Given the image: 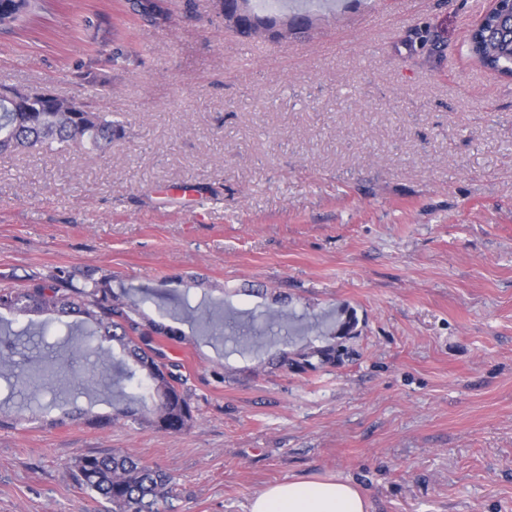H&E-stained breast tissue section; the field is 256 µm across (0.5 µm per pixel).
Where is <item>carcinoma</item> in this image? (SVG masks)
Returning a JSON list of instances; mask_svg holds the SVG:
<instances>
[{"label": "carcinoma", "instance_id": "carcinoma-1", "mask_svg": "<svg viewBox=\"0 0 512 512\" xmlns=\"http://www.w3.org/2000/svg\"><path fill=\"white\" fill-rule=\"evenodd\" d=\"M12 8L0 12V30H24L29 27L50 28V0H11ZM135 8L149 22L165 18L160 4L136 0ZM495 17L473 30V55L486 67L512 75V40L500 43L489 36ZM70 112H16L0 99V151L51 148L55 145L75 149L105 151L112 143L116 124L112 115L94 112L91 106L75 99L67 100ZM75 274L60 268L47 279H32L21 288L0 287V309L18 315L53 313L79 315L89 325L87 339L100 342L94 351L98 363L116 372L112 387L126 399L118 418L140 429L175 433L195 418L189 377L182 365L171 360L158 344L157 336L175 331L149 318L137 300L129 294L112 290V277L105 276L78 287ZM268 331L288 332V312H267ZM63 344L50 364L15 374L18 362L15 349L22 337L32 335L28 329L16 332L0 329V377H5L8 395L0 401V426L11 416L10 401L25 392L27 402L44 409L41 397L62 384L57 378L61 366L84 355L82 346L71 342L74 325L64 324ZM116 348H105L103 341ZM335 347H322L300 353L289 362L298 372L315 368V363L335 360ZM138 378L144 390L128 395L121 382ZM73 481L90 497L102 499L106 512H159L172 492L173 477L143 464L121 452L91 453L80 457L71 470Z\"/></svg>", "mask_w": 512, "mask_h": 512}]
</instances>
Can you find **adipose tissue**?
I'll use <instances>...</instances> for the list:
<instances>
[{"label":"adipose tissue","instance_id":"adipose-tissue-1","mask_svg":"<svg viewBox=\"0 0 512 512\" xmlns=\"http://www.w3.org/2000/svg\"><path fill=\"white\" fill-rule=\"evenodd\" d=\"M248 512H368V503L350 483L300 480L256 493L249 501Z\"/></svg>","mask_w":512,"mask_h":512}]
</instances>
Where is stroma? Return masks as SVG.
I'll list each match as a JSON object with an SVG mask.
<instances>
[{
    "mask_svg": "<svg viewBox=\"0 0 512 512\" xmlns=\"http://www.w3.org/2000/svg\"><path fill=\"white\" fill-rule=\"evenodd\" d=\"M493 4L312 0L278 13L304 33L248 40L212 0H168L159 25L58 0L55 35L0 33V89L119 125L103 152L0 154V287L65 268L150 293L197 408L175 434L86 424L114 412L87 354L91 395L0 426V512H104L71 468L114 449L173 476V512L323 478L369 512H512V77L466 47ZM283 304L293 335L251 346ZM327 345L333 363L278 365Z\"/></svg>",
    "mask_w": 512,
    "mask_h": 512,
    "instance_id": "35a3bbf8",
    "label": "stroma"
}]
</instances>
